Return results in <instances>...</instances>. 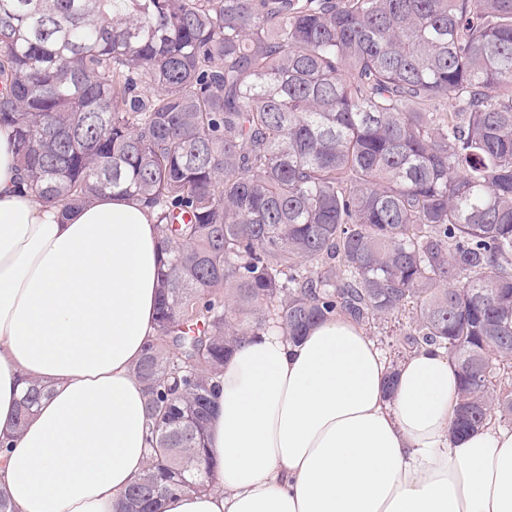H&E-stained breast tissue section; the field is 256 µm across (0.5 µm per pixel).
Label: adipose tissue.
<instances>
[{"label":"adipose tissue","instance_id":"obj_1","mask_svg":"<svg viewBox=\"0 0 512 512\" xmlns=\"http://www.w3.org/2000/svg\"><path fill=\"white\" fill-rule=\"evenodd\" d=\"M155 214L104 194L61 215L21 182L0 128V490L16 512H113L149 460L132 368L155 335ZM48 388L22 428L27 382ZM208 447L218 485L159 512H512V429L457 434L456 372L423 346L391 366L337 315L277 327L224 362Z\"/></svg>","mask_w":512,"mask_h":512}]
</instances>
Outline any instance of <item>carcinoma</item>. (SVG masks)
<instances>
[{"instance_id":"obj_1","label":"carcinoma","mask_w":512,"mask_h":512,"mask_svg":"<svg viewBox=\"0 0 512 512\" xmlns=\"http://www.w3.org/2000/svg\"><path fill=\"white\" fill-rule=\"evenodd\" d=\"M2 126L45 203L157 213L115 512L214 487V379L270 323L403 317L458 370L455 431L512 424V0H0Z\"/></svg>"}]
</instances>
